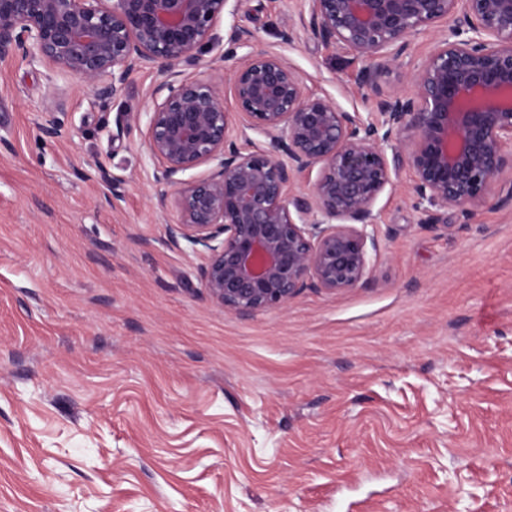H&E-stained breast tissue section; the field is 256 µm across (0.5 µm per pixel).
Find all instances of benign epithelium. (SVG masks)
Segmentation results:
<instances>
[{"instance_id":"obj_1","label":"benign epithelium","mask_w":512,"mask_h":512,"mask_svg":"<svg viewBox=\"0 0 512 512\" xmlns=\"http://www.w3.org/2000/svg\"><path fill=\"white\" fill-rule=\"evenodd\" d=\"M242 0H0V55L77 79L99 97L153 69L145 134L157 207L173 206V238L209 251L201 283L225 311L282 307L304 288L338 292L368 279L374 206L398 171L423 224L451 212L470 224L486 206L512 203V0H308L300 29L367 62L356 84L375 96L362 116L307 93L300 73L244 25V50L224 109L217 85L184 76L214 44L217 24ZM447 35L412 75L411 93H388L384 74L411 36ZM206 170L199 171V168ZM316 172L310 194L296 178Z\"/></svg>"}]
</instances>
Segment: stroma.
<instances>
[{
  "label": "stroma",
  "mask_w": 512,
  "mask_h": 512,
  "mask_svg": "<svg viewBox=\"0 0 512 512\" xmlns=\"http://www.w3.org/2000/svg\"><path fill=\"white\" fill-rule=\"evenodd\" d=\"M307 9L243 0L184 74L228 87L239 23L309 92L372 111L361 60L281 43ZM445 35L411 37L385 89ZM157 81L99 98L0 58V512H512V205L424 224L401 169L365 283L226 312L208 250L156 207ZM59 103L65 136L43 137Z\"/></svg>",
  "instance_id": "obj_1"
}]
</instances>
